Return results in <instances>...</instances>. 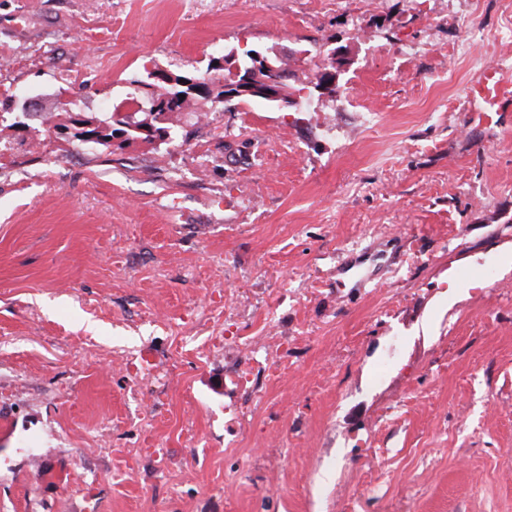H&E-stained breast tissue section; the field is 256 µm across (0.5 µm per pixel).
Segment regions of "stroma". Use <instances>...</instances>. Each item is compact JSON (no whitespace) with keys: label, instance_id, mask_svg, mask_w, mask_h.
I'll return each mask as SVG.
<instances>
[{"label":"stroma","instance_id":"1","mask_svg":"<svg viewBox=\"0 0 512 512\" xmlns=\"http://www.w3.org/2000/svg\"><path fill=\"white\" fill-rule=\"evenodd\" d=\"M512 0H0V512H512ZM468 29L480 39H462ZM167 145L36 108L248 48ZM26 126L15 129V118ZM256 51L257 50L255 49H246L242 51L241 56L239 57V62L243 69L254 65V59L251 55ZM269 58L271 59L272 64L279 69L275 74L276 77H269L272 74L271 69L273 67L258 53L255 57L257 62H255L254 67L249 69L243 75L238 66V63L235 62L236 60L232 61L230 58L225 59V57L224 61L221 59L219 63L224 65V68L229 67L227 69H230L234 74H236V80L241 77L237 84L232 86V88H235L236 91L225 95L224 90H228L230 88L224 89V82L234 83L233 74L229 70H227V73L225 74L219 73L222 76V81L221 79H218L217 82L210 81L214 88L212 90H208L206 94L199 95L194 93H187L186 89H180V91H182L180 93H184L185 98L172 96L173 86L171 85H175V82L174 76L170 73V71L165 69L153 70V74L150 76L151 80L154 82H164L169 84H159L157 89L154 91L155 98L160 101L161 105H165L166 112H157V116L153 118V125L159 129H167L169 131L168 135L170 137L171 129L174 127L175 119L181 114V112H184V110L190 105L191 101L197 99H213L222 102L221 98L224 97L225 110L228 112L235 110L237 106L242 103V101L245 104L262 102L269 106H277V104L271 105L268 102L257 99H242V101L235 100V98L242 96L264 98L267 100H278L280 98L282 80L277 77L280 76L281 73H284L285 69L282 68L283 62L281 60H278L276 57ZM221 65L218 66L221 67ZM260 71H262L265 75H261ZM207 83L211 87L210 83ZM287 88L288 86L284 83L282 92L285 98H288V102H291L289 98H291L292 93H289ZM160 116L162 117L161 120L165 121L164 123L155 122V120ZM471 99L478 102L473 112V118L481 122L489 121L485 112H498L500 107L512 99V81L505 77L495 67H488L482 71L473 83L469 92ZM116 110V109H115ZM113 110V111H115ZM100 112L97 114H91L87 113L86 115L90 117V119L95 124V127L90 128L88 130H82L73 127L72 130L67 134L64 135L62 133L63 130H70L68 123L69 120H67V117H65L63 122H59L53 125V128L55 130L56 135L64 141H67L71 144H78V145H84L87 147H90L89 145L85 144L84 135H94L96 137L97 146L95 148L99 149L100 147L104 149H109L112 147V140L116 137V133H122L126 134V137L122 139V142L118 143V147L122 148L124 145V142H128L127 144H130L133 141H136L138 138L141 137V134L134 130L116 127V122L113 120V113L115 112ZM107 137H110V140H107ZM99 138L102 141H99Z\"/></svg>","mask_w":512,"mask_h":512}]
</instances>
